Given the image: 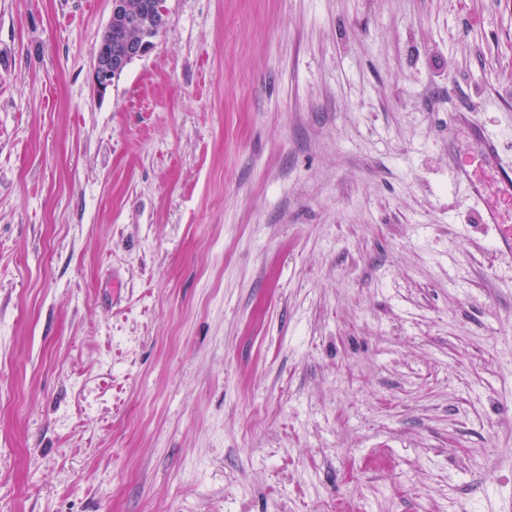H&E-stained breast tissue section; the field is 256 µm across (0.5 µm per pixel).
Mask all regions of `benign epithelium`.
Listing matches in <instances>:
<instances>
[{
  "mask_svg": "<svg viewBox=\"0 0 512 512\" xmlns=\"http://www.w3.org/2000/svg\"><path fill=\"white\" fill-rule=\"evenodd\" d=\"M110 19L103 29L93 57L91 78L104 94L115 78L134 59L147 54L154 39L164 30L163 0H111Z\"/></svg>",
  "mask_w": 512,
  "mask_h": 512,
  "instance_id": "obj_1",
  "label": "benign epithelium"
}]
</instances>
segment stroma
Masks as SVG:
<instances>
[{
    "instance_id": "obj_1",
    "label": "stroma",
    "mask_w": 512,
    "mask_h": 512,
    "mask_svg": "<svg viewBox=\"0 0 512 512\" xmlns=\"http://www.w3.org/2000/svg\"><path fill=\"white\" fill-rule=\"evenodd\" d=\"M164 7L0 0V512H512V0ZM110 1V19L100 35L91 68L93 85L100 94L106 93L133 59L151 50L166 24L163 0H133V6L131 0Z\"/></svg>"
}]
</instances>
